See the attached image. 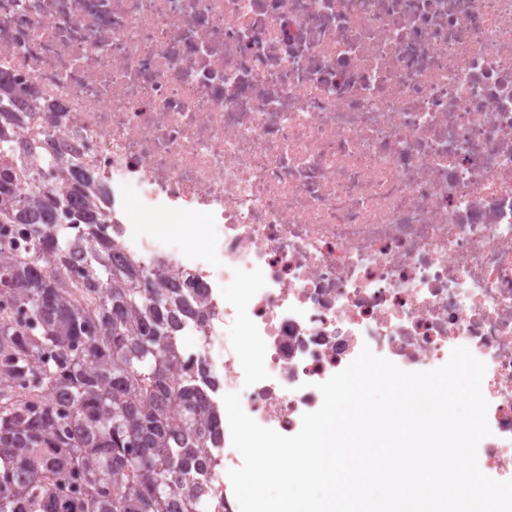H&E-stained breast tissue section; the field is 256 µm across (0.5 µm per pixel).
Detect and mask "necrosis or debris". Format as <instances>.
<instances>
[{"mask_svg":"<svg viewBox=\"0 0 512 512\" xmlns=\"http://www.w3.org/2000/svg\"><path fill=\"white\" fill-rule=\"evenodd\" d=\"M0 81L37 92L0 153L82 164L121 257L203 289L209 399L292 436L362 347L464 346L512 479V0H0Z\"/></svg>","mask_w":512,"mask_h":512,"instance_id":"obj_1","label":"necrosis or debris"}]
</instances>
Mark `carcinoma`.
Returning a JSON list of instances; mask_svg holds the SVG:
<instances>
[{"instance_id":"carcinoma-1","label":"carcinoma","mask_w":512,"mask_h":512,"mask_svg":"<svg viewBox=\"0 0 512 512\" xmlns=\"http://www.w3.org/2000/svg\"><path fill=\"white\" fill-rule=\"evenodd\" d=\"M19 102L0 84L1 144ZM25 151L0 172V221L31 248L0 256V512H211L220 417L180 346L204 293L180 288V273L113 263L98 211L71 209L85 169L58 163L46 181L37 146ZM60 215L84 222L82 236L65 237ZM80 266L81 279L64 276Z\"/></svg>"}]
</instances>
